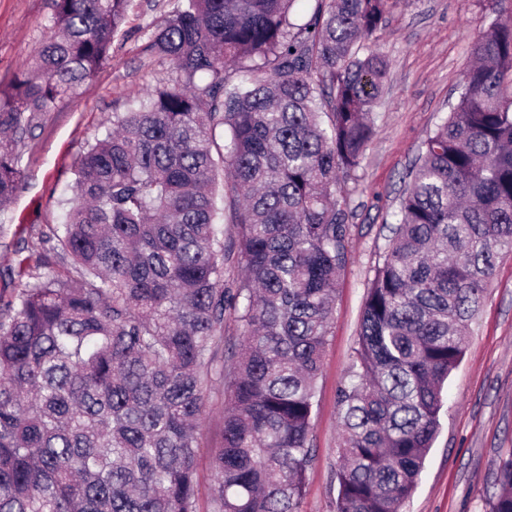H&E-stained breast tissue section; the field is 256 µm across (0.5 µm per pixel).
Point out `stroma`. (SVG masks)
<instances>
[{"instance_id": "35a3bbf8", "label": "stroma", "mask_w": 512, "mask_h": 512, "mask_svg": "<svg viewBox=\"0 0 512 512\" xmlns=\"http://www.w3.org/2000/svg\"><path fill=\"white\" fill-rule=\"evenodd\" d=\"M181 0H128L109 60L77 93L47 113L21 147L23 177L0 214V299L9 300L35 268L65 220L78 157L148 87L175 76L172 62L152 52L153 33ZM497 0H397L376 45L389 61L374 108L372 141L343 188L349 213L348 258L336 284L335 313L322 358L312 422L317 458L308 472L300 512H333L337 495V388L348 375L362 304L373 269L389 244L405 175L426 136L447 117L461 74ZM51 0H0V84H7L50 37ZM224 380L207 387L199 435L197 512H214L211 465L222 440ZM418 487L404 512H488L498 466L512 452V254L497 263L464 357L451 373L447 410Z\"/></svg>"}]
</instances>
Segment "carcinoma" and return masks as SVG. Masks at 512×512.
<instances>
[{"mask_svg":"<svg viewBox=\"0 0 512 512\" xmlns=\"http://www.w3.org/2000/svg\"><path fill=\"white\" fill-rule=\"evenodd\" d=\"M183 0L150 48L156 86L81 153L62 253L0 306V512H196L197 436L224 318L214 512H299L336 278L339 195L387 78L366 42L393 0ZM472 47L422 143L365 296L336 512H402L440 428L443 385L512 254V0ZM128 0H52L53 36L0 85V212L21 144L112 53ZM234 224L227 244L224 224ZM236 254L240 274L224 275ZM489 512H512V456ZM239 333L238 325L234 319L230 316L225 317L224 335L217 338L218 368L224 366L225 369V366H227L228 355L231 352V349H235L237 346Z\"/></svg>","mask_w":512,"mask_h":512,"instance_id":"1","label":"carcinoma"}]
</instances>
